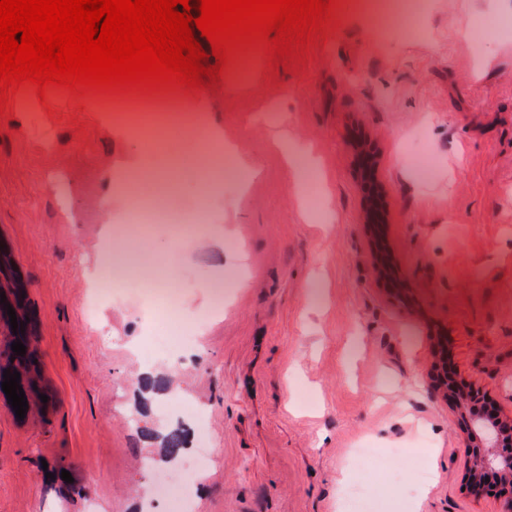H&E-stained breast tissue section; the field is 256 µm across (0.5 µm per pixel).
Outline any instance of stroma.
Here are the masks:
<instances>
[{
    "label": "stroma",
    "mask_w": 512,
    "mask_h": 512,
    "mask_svg": "<svg viewBox=\"0 0 512 512\" xmlns=\"http://www.w3.org/2000/svg\"><path fill=\"white\" fill-rule=\"evenodd\" d=\"M359 2L339 0L338 28L290 68L263 55L248 81L231 84L235 56L223 82L180 88L250 180L185 246L141 240L136 227L112 240L190 287L191 358L141 424L187 431L183 455L157 469L164 480L207 449L189 488L193 512H340L356 478L352 448H406L421 435L431 478L401 512L500 507L497 496L471 497L467 438L430 373L434 339L446 336L450 367L512 410V36L487 41L464 26L507 6L428 0L424 39L400 43ZM68 97L28 83L0 111V250L24 286L20 314L41 375L24 419L0 392V512H170L145 463L157 443L129 421L134 378L169 358L127 349L146 347L150 332L145 300L130 293L133 269L100 267L94 290L86 268L107 226L128 214L103 206L120 163L140 157L169 184L208 160L211 140H176L172 167H158L154 147L113 137L84 97ZM19 98L30 103L22 115ZM413 133L439 156L425 183L406 175L399 153ZM283 134L316 157L325 217L307 208L276 145ZM358 142L382 187L376 230L364 222ZM379 252L391 258L384 275L372 264ZM233 272L240 282L214 310ZM179 400L203 417L162 414Z\"/></svg>",
    "instance_id": "35a3bbf8"
}]
</instances>
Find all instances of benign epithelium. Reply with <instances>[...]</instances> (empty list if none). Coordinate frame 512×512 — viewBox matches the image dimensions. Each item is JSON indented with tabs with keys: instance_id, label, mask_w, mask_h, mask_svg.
Wrapping results in <instances>:
<instances>
[{
	"instance_id": "obj_1",
	"label": "benign epithelium",
	"mask_w": 512,
	"mask_h": 512,
	"mask_svg": "<svg viewBox=\"0 0 512 512\" xmlns=\"http://www.w3.org/2000/svg\"><path fill=\"white\" fill-rule=\"evenodd\" d=\"M434 390L455 408L459 425L467 431L472 448L467 467V483L475 499L489 489L483 487L482 475L497 471L502 477L499 495L504 497L499 512H512V414H506L488 401L487 393L475 383L457 375L439 373Z\"/></svg>"
}]
</instances>
